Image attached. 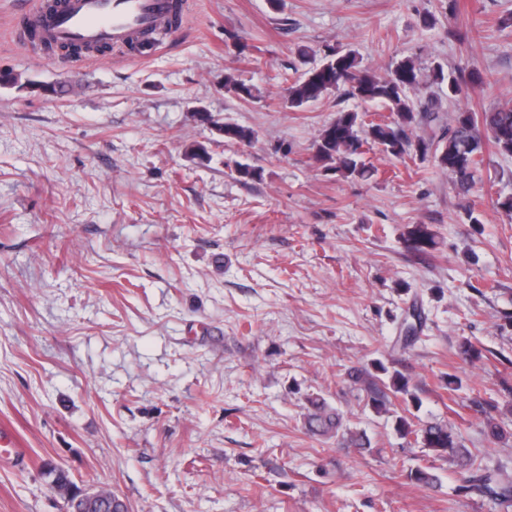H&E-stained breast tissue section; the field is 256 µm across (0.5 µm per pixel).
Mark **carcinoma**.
I'll list each match as a JSON object with an SVG mask.
<instances>
[{"mask_svg":"<svg viewBox=\"0 0 512 512\" xmlns=\"http://www.w3.org/2000/svg\"><path fill=\"white\" fill-rule=\"evenodd\" d=\"M27 39L40 45L44 51L56 54L61 50L77 51L74 45L46 43L34 28L27 31ZM436 79L447 82L448 100L453 101L469 88H482L490 80L473 67L465 76H447L442 67L434 70ZM421 68L412 58H404L387 72L380 74L364 65L353 49L330 48L320 64L306 70L289 87L288 101L295 108L317 101L323 95L336 91L366 104H378L390 112V118L367 123L364 114L355 109L337 113L336 118L324 125L312 150L326 168L344 178H364L372 168L364 159L363 147L373 143L391 157L400 158L415 151L425 158L432 156L437 165L448 171L458 193L467 195L476 187L480 170V156L485 143L490 142L500 153L512 155V108H496L475 112H457L441 123L439 113L427 104L414 100L410 93L420 83ZM225 87L239 97H254V87L231 75L225 77ZM202 120L213 127L224 126V139L231 142H250L255 138L253 129L234 123H223L213 115L204 114ZM423 125L431 134L411 141L406 129L413 124ZM406 248L425 254L436 246L435 234L426 224H411L403 233ZM458 352L468 362L482 359V350L464 339ZM370 402L376 412L387 411L388 395L401 394L412 401L417 397L410 391L409 382L400 372L390 374L384 381L373 376L367 382ZM310 409L305 417L307 430L317 436L331 438L342 430V416L321 396L308 399ZM471 406L483 416L487 436L494 440L507 437L508 430L495 417L498 405L490 400L474 398ZM397 431L403 438H411L429 449L435 457L456 460L464 470L463 483L467 491H476L494 506L502 509L512 506V480L501 468L490 469L478 462V455L467 448L462 434L452 425L442 422L414 424L401 416ZM409 477L424 487L438 485V477L429 467L410 471Z\"/></svg>","mask_w":512,"mask_h":512,"instance_id":"obj_1","label":"carcinoma"}]
</instances>
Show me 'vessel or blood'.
<instances>
[{
	"label": "vessel or blood",
	"instance_id": "obj_1",
	"mask_svg": "<svg viewBox=\"0 0 512 512\" xmlns=\"http://www.w3.org/2000/svg\"><path fill=\"white\" fill-rule=\"evenodd\" d=\"M169 5V0H64L50 14L38 0H30L13 20L21 30L39 27L48 41L92 51L102 45H123L139 34L162 27Z\"/></svg>",
	"mask_w": 512,
	"mask_h": 512
}]
</instances>
